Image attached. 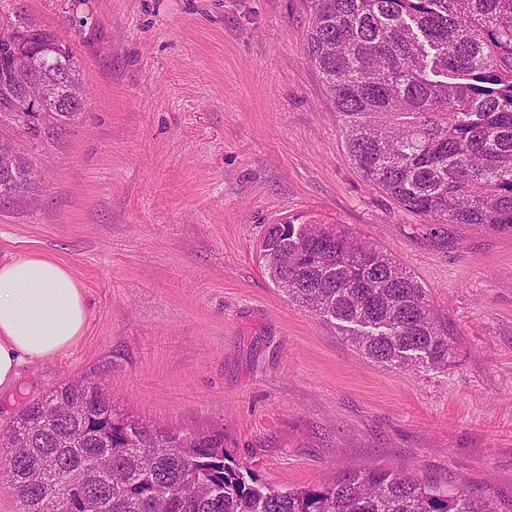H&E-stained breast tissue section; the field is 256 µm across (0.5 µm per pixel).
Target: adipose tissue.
<instances>
[{"label": "adipose tissue", "instance_id": "1", "mask_svg": "<svg viewBox=\"0 0 512 512\" xmlns=\"http://www.w3.org/2000/svg\"><path fill=\"white\" fill-rule=\"evenodd\" d=\"M88 309L71 271L37 253L0 264V389L21 364L41 362L83 335Z\"/></svg>", "mask_w": 512, "mask_h": 512}]
</instances>
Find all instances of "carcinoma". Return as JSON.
I'll return each mask as SVG.
<instances>
[{
    "mask_svg": "<svg viewBox=\"0 0 512 512\" xmlns=\"http://www.w3.org/2000/svg\"><path fill=\"white\" fill-rule=\"evenodd\" d=\"M306 53L342 117L347 154L364 180L434 225L512 232V0H309ZM22 37L25 73L0 82V108L31 78L50 87L42 142L66 132L82 85L67 44L21 11L0 44ZM21 154L0 170V204L33 195ZM266 274L290 302L394 368L448 365L451 334L427 289L392 256L331 224H270ZM109 366L25 404L0 441V470L21 512H500L494 496L374 465L350 466L315 488L261 482L224 447V430L153 426L112 404ZM81 491L67 508L57 493Z\"/></svg>",
    "mask_w": 512,
    "mask_h": 512,
    "instance_id": "carcinoma-1",
    "label": "carcinoma"
}]
</instances>
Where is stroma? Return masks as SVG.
I'll list each match as a JSON object with an SVG mask.
<instances>
[{
	"label": "stroma",
	"mask_w": 512,
	"mask_h": 512,
	"mask_svg": "<svg viewBox=\"0 0 512 512\" xmlns=\"http://www.w3.org/2000/svg\"><path fill=\"white\" fill-rule=\"evenodd\" d=\"M70 44L87 88L58 139L16 135L36 205L0 207V263L70 268L89 311L70 348L23 364L27 400L110 362L113 404L223 427L261 482L320 485L357 463L495 496L512 512V233L427 219L369 186L306 59V0H0ZM297 216L374 243L454 332L448 366H381L266 275L268 225Z\"/></svg>",
	"instance_id": "1"
}]
</instances>
